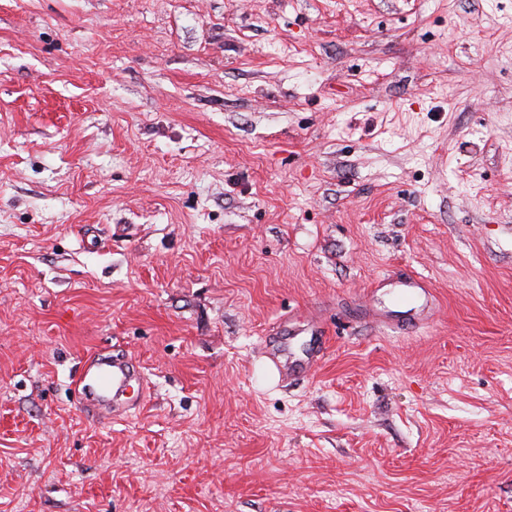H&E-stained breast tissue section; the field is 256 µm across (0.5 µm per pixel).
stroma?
<instances>
[{"mask_svg": "<svg viewBox=\"0 0 512 512\" xmlns=\"http://www.w3.org/2000/svg\"><path fill=\"white\" fill-rule=\"evenodd\" d=\"M0 512H512V0H0ZM87 369L74 382V398L81 412L104 419L128 418L147 403L148 384L141 365L122 352H98L89 358ZM137 384L136 402L122 397Z\"/></svg>", "mask_w": 512, "mask_h": 512, "instance_id": "obj_1", "label": "stroma"}]
</instances>
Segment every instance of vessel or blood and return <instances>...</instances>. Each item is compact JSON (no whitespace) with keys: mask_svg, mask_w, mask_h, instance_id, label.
<instances>
[{"mask_svg":"<svg viewBox=\"0 0 512 512\" xmlns=\"http://www.w3.org/2000/svg\"><path fill=\"white\" fill-rule=\"evenodd\" d=\"M73 392L80 411L99 419H125L146 404L148 384L141 365L132 357L101 351L90 357Z\"/></svg>","mask_w":512,"mask_h":512,"instance_id":"b4317fda","label":"vessel or blood"}]
</instances>
